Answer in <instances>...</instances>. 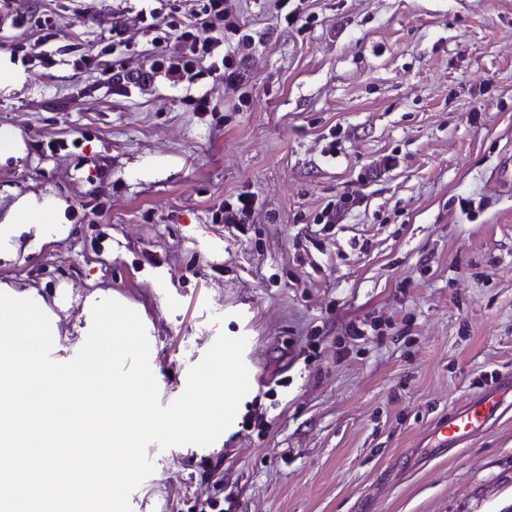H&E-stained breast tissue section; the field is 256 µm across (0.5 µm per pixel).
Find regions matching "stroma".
I'll list each match as a JSON object with an SVG mask.
<instances>
[{
    "mask_svg": "<svg viewBox=\"0 0 512 512\" xmlns=\"http://www.w3.org/2000/svg\"><path fill=\"white\" fill-rule=\"evenodd\" d=\"M23 5L87 51L123 21L125 70L146 68L141 0ZM229 7L239 85L118 93L58 65L0 90V127L26 144L0 166V221L29 193L85 213L63 237L28 225L0 283L50 302L58 362L84 345L93 292L134 309L164 406L218 334L246 337L234 422L206 447L149 445L132 512H512V411L414 456L512 372V0ZM201 94L217 111L191 110ZM51 138L79 145L51 154ZM242 191L252 224L211 223Z\"/></svg>",
    "mask_w": 512,
    "mask_h": 512,
    "instance_id": "stroma-1",
    "label": "stroma"
}]
</instances>
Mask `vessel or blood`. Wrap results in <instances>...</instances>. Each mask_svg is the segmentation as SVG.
<instances>
[{"mask_svg": "<svg viewBox=\"0 0 512 512\" xmlns=\"http://www.w3.org/2000/svg\"><path fill=\"white\" fill-rule=\"evenodd\" d=\"M512 394V373L507 372L490 388L473 392L465 402L453 407L434 426L430 437L434 453L460 447L485 431L507 409Z\"/></svg>", "mask_w": 512, "mask_h": 512, "instance_id": "vessel-or-blood-1", "label": "vessel or blood"}]
</instances>
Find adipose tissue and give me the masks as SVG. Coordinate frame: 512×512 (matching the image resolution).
Returning <instances> with one entry per match:
<instances>
[{
  "mask_svg": "<svg viewBox=\"0 0 512 512\" xmlns=\"http://www.w3.org/2000/svg\"><path fill=\"white\" fill-rule=\"evenodd\" d=\"M66 208V202L53 195L21 197L9 215L0 221V255L17 251L22 228L27 224H41L51 233L66 234L69 225Z\"/></svg>",
  "mask_w": 512,
  "mask_h": 512,
  "instance_id": "ef3b65f1",
  "label": "adipose tissue"
}]
</instances>
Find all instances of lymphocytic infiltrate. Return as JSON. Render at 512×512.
Returning a JSON list of instances; mask_svg holds the SVG:
<instances>
[{
	"label": "lymphocytic infiltrate",
	"mask_w": 512,
	"mask_h": 512,
	"mask_svg": "<svg viewBox=\"0 0 512 512\" xmlns=\"http://www.w3.org/2000/svg\"><path fill=\"white\" fill-rule=\"evenodd\" d=\"M138 19L151 52L145 70L132 76L125 71L121 22L113 23L110 35L101 38L97 53L89 55L72 44L57 45L50 13L21 7L20 0H0L1 27L39 33L33 45L11 42L5 46L11 58L20 59L31 73L65 64L75 71L95 72L99 80L120 91L126 81L145 86L159 77L176 85L192 84L204 76L228 84L240 82L236 56L225 46L226 31L237 27L227 0H157L156 6L141 9Z\"/></svg>",
	"instance_id": "lymphocytic-infiltrate-1"
}]
</instances>
